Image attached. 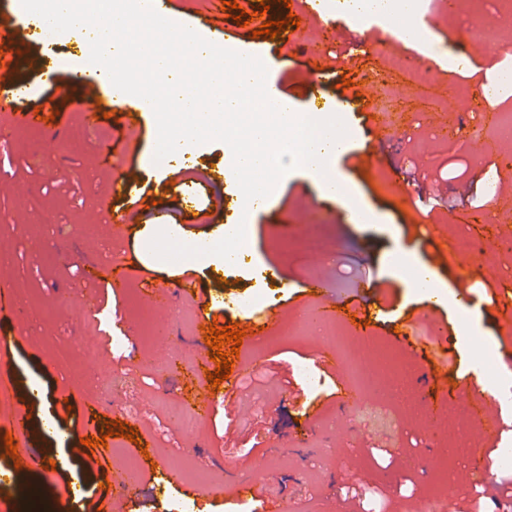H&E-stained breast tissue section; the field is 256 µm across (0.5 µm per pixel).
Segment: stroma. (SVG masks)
<instances>
[{"label":"stroma","mask_w":512,"mask_h":512,"mask_svg":"<svg viewBox=\"0 0 512 512\" xmlns=\"http://www.w3.org/2000/svg\"><path fill=\"white\" fill-rule=\"evenodd\" d=\"M494 0H420L433 27L432 42L449 50L464 45V31L478 18L489 17ZM183 25L208 22L217 43H228L263 60L268 78L297 110L338 107L344 110L352 153L372 155L367 169L354 168L350 156L330 163L362 205L379 218L375 224L353 223L345 205L321 196L302 169L289 171L268 205L250 218L247 243L236 266L216 268L198 263L186 269L143 255L152 227V202L170 211L186 239H221L226 224L239 215V187L223 142L195 146L188 170L142 166L138 155L156 146L155 116L141 127L128 126L123 109L114 108L110 85H103V118L69 129L48 141L46 133L26 131L15 147L16 127L0 118V238L11 244V261L0 265V279L13 288L24 312L0 318V337H14L7 359L15 384L14 412L29 415L26 432L16 434L19 448L54 461L51 470H18L0 457V512H17L9 487L16 482L42 485L53 512H114L111 489L104 480L123 472L118 452L130 449L125 438L109 437L116 453L107 463L74 454L73 437L100 432L106 422L120 420L136 429L155 454L168 460L186 457L190 471L169 479L144 475L132 490V512H163L167 497L189 503L191 512H253L254 504L219 496L205 481L226 480L228 473L260 474L265 512H422L432 497L446 501L447 512H512V468L488 479L484 463L500 448H512V429L486 418L466 441L475 452L460 450L462 414L480 405V397H460L454 382L469 362L458 332L465 306H426L393 276L395 253L428 263L434 248L448 250V265L437 274L450 293L475 290L486 299L476 334L491 353L512 344V321L490 306L491 297L512 283V137L498 131L512 121V95L482 98L479 92L512 69V19L494 27L483 65L470 72L443 70L434 59L410 69L409 55L388 30L369 21L366 52L352 49L358 22L344 10L334 32L323 20L305 19L287 39L253 37L221 10L220 0H174ZM18 50V75L30 93L21 108L72 109L60 98L62 73L84 63L86 52L74 41L46 50L37 29L22 27L11 36ZM323 89L309 104L313 74ZM373 84L363 100L346 102L343 77ZM391 138L377 144L369 133L367 114ZM487 144L474 160L467 143ZM405 173L398 181L392 167ZM221 172L222 185L210 174ZM132 174L128 196L116 199L107 190L113 178ZM499 186L501 198L489 204L487 184ZM137 214L118 237L103 223L105 214ZM427 225L428 242L418 240L412 225ZM317 235L322 249L300 251L305 235ZM134 272L128 287L109 289L89 272L104 260L102 245ZM192 276L215 306L219 325L241 321L243 297L258 296V310L278 307L270 334L240 353L234 372L252 364L265 372L242 390L233 406L223 392L203 403L196 395L209 387L207 371L215 362H200L193 340V320L182 319L190 301L176 302L169 323L142 326L138 309L145 305L146 285H163ZM374 277L384 285L379 300L363 303L355 286ZM319 282L334 290L338 301L367 321L376 347L402 359L411 374L401 396L383 390L369 393L360 406L343 407L336 400L343 363L319 365L321 342L314 330L283 339L288 325L316 315L306 292ZM431 316L422 330L399 334L406 318L422 311ZM123 336V351H112L113 335ZM68 346V363H59L58 347ZM308 365L314 381L296 368ZM40 380L43 400L26 396L28 379ZM72 398L70 409L57 406L60 395ZM433 399L441 415L433 428L420 422L425 399ZM183 408L201 417L197 432L166 431L172 413ZM50 415L63 441L43 434L42 415ZM467 429V428H466Z\"/></svg>","instance_id":"stroma-1"}]
</instances>
